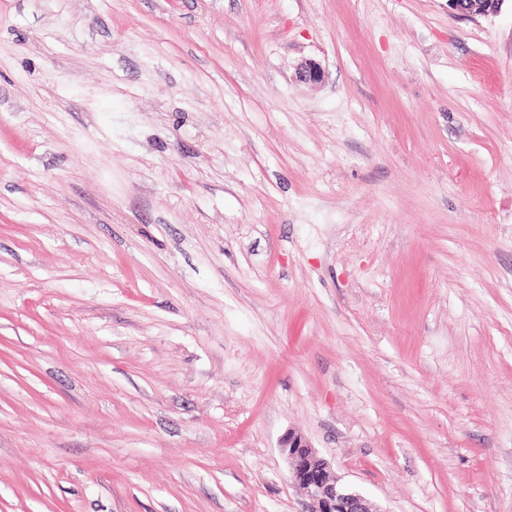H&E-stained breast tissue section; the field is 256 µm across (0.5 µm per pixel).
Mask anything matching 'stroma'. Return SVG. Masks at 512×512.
Here are the masks:
<instances>
[{
	"instance_id": "obj_1",
	"label": "stroma",
	"mask_w": 512,
	"mask_h": 512,
	"mask_svg": "<svg viewBox=\"0 0 512 512\" xmlns=\"http://www.w3.org/2000/svg\"><path fill=\"white\" fill-rule=\"evenodd\" d=\"M291 430L512 512V0H0V512H305ZM505 0H448V6L457 15H491L497 14Z\"/></svg>"
}]
</instances>
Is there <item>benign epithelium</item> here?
Listing matches in <instances>:
<instances>
[{
  "instance_id": "obj_1",
  "label": "benign epithelium",
  "mask_w": 512,
  "mask_h": 512,
  "mask_svg": "<svg viewBox=\"0 0 512 512\" xmlns=\"http://www.w3.org/2000/svg\"><path fill=\"white\" fill-rule=\"evenodd\" d=\"M505 0H448V7L460 16L491 15L500 11ZM297 78L318 84L324 70L314 60L297 66ZM280 453L287 465L289 479L308 499L307 512H375L363 496L342 485L328 462L318 456L309 441L290 431L280 441Z\"/></svg>"
}]
</instances>
